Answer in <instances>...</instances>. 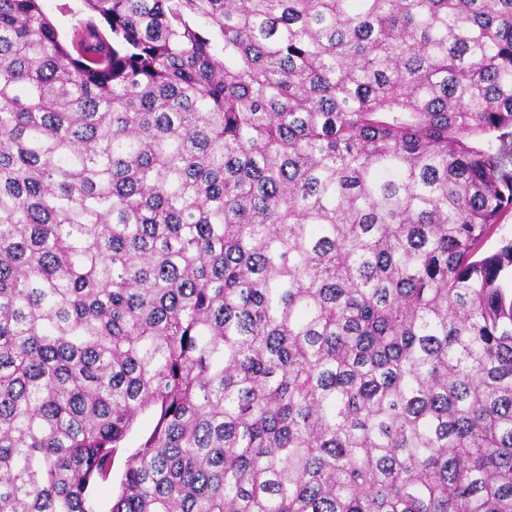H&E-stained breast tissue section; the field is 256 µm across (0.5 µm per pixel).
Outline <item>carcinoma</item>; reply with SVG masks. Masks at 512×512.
<instances>
[{
  "mask_svg": "<svg viewBox=\"0 0 512 512\" xmlns=\"http://www.w3.org/2000/svg\"><path fill=\"white\" fill-rule=\"evenodd\" d=\"M0 0V512H512V0ZM42 4L63 36H71L78 20L84 17L80 0H43ZM154 424L155 415L153 412L148 411L138 416L135 425L125 440L123 448H120L114 458L112 480L99 484L95 489L99 511L107 512L112 506V496H115L118 491L126 456L139 446L143 437L152 430Z\"/></svg>",
  "mask_w": 512,
  "mask_h": 512,
  "instance_id": "obj_1",
  "label": "carcinoma"
}]
</instances>
